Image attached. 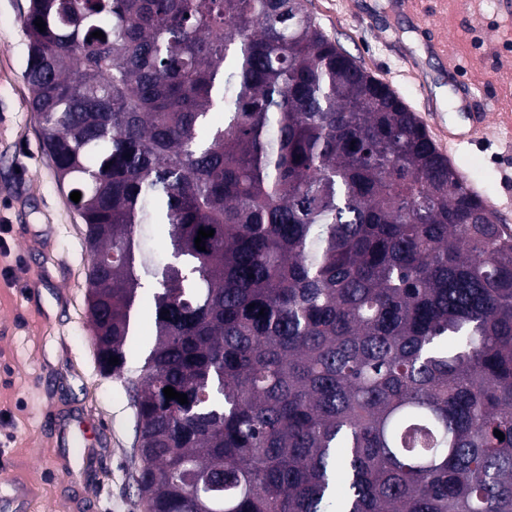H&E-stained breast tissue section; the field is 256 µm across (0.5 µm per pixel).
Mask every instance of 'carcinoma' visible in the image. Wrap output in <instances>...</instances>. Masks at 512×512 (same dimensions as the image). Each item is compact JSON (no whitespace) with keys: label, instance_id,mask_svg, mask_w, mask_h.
Segmentation results:
<instances>
[{"label":"carcinoma","instance_id":"obj_1","mask_svg":"<svg viewBox=\"0 0 512 512\" xmlns=\"http://www.w3.org/2000/svg\"><path fill=\"white\" fill-rule=\"evenodd\" d=\"M23 25L148 512H512V236L307 0H30Z\"/></svg>","mask_w":512,"mask_h":512}]
</instances>
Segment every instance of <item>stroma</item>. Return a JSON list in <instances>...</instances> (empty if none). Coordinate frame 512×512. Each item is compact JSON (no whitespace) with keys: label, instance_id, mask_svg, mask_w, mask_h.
<instances>
[{"label":"stroma","instance_id":"1","mask_svg":"<svg viewBox=\"0 0 512 512\" xmlns=\"http://www.w3.org/2000/svg\"><path fill=\"white\" fill-rule=\"evenodd\" d=\"M29 0H0V497L33 488L29 512H145L132 478L135 410L124 382L97 365L87 310L89 256L68 187L40 147L23 78ZM326 34L389 84L428 132L451 121L448 74L392 0H308ZM476 96L498 123L452 164L471 190L512 201V19L497 0H446L433 15ZM88 418L87 448L60 432Z\"/></svg>","mask_w":512,"mask_h":512}]
</instances>
